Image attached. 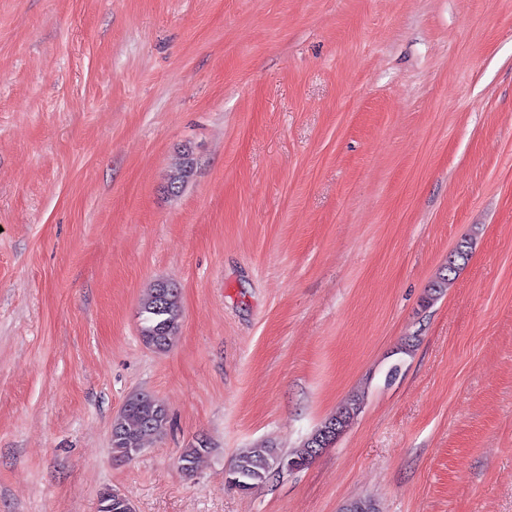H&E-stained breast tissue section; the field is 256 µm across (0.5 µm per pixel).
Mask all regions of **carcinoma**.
Instances as JSON below:
<instances>
[{
	"instance_id": "carcinoma-1",
	"label": "carcinoma",
	"mask_w": 512,
	"mask_h": 512,
	"mask_svg": "<svg viewBox=\"0 0 512 512\" xmlns=\"http://www.w3.org/2000/svg\"><path fill=\"white\" fill-rule=\"evenodd\" d=\"M193 176V163L184 157L176 162L168 175V187L177 191ZM472 249V239L463 238L457 245L453 258L446 264L428 285L423 299L424 306L431 305L438 296L444 294L464 269ZM142 320L141 336L146 345L157 352L167 351L178 329L181 318L180 293L169 282H157L150 287L140 306ZM363 396L353 395L336 413L328 418L313 436H318L331 428H336L334 438H339L361 408ZM168 415L163 404L147 394L130 397L124 410L112 425V452L118 459H130L139 453L144 442L160 434ZM204 449L192 446L183 451L181 462L185 463L182 472L191 474ZM283 457L277 449L269 445H257L241 449L227 472L229 486L248 492L265 482L270 471L268 466Z\"/></svg>"
}]
</instances>
